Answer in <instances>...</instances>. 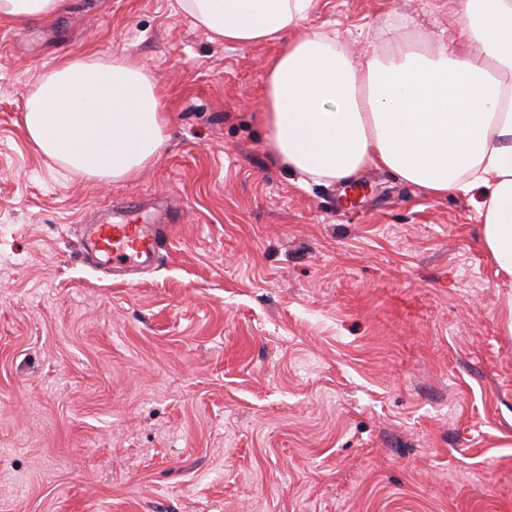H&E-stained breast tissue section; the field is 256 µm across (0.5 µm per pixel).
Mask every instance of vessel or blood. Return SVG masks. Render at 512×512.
<instances>
[{"instance_id": "b4317fda", "label": "vessel or blood", "mask_w": 512, "mask_h": 512, "mask_svg": "<svg viewBox=\"0 0 512 512\" xmlns=\"http://www.w3.org/2000/svg\"><path fill=\"white\" fill-rule=\"evenodd\" d=\"M163 247L159 229L146 224H90L82 243L85 259L111 264L113 270L143 269L154 265Z\"/></svg>"}]
</instances>
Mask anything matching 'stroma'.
I'll return each mask as SVG.
<instances>
[{"label": "stroma", "mask_w": 512, "mask_h": 512, "mask_svg": "<svg viewBox=\"0 0 512 512\" xmlns=\"http://www.w3.org/2000/svg\"><path fill=\"white\" fill-rule=\"evenodd\" d=\"M458 0H315L356 56ZM272 45L211 41L176 0L0 18V512H512V284L477 193L371 167L304 185L265 151ZM141 60L169 104L161 161L120 185L35 152L24 97L60 59ZM163 209L133 283L81 226Z\"/></svg>", "instance_id": "35a3bbf8"}]
</instances>
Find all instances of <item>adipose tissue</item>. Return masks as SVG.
<instances>
[{"label":"adipose tissue","mask_w":512,"mask_h":512,"mask_svg":"<svg viewBox=\"0 0 512 512\" xmlns=\"http://www.w3.org/2000/svg\"><path fill=\"white\" fill-rule=\"evenodd\" d=\"M314 0H178L227 45L273 44L264 66L265 147L303 183L375 166L431 196L479 192L480 243L512 281V0H459L461 37L438 46L388 29L381 51L353 56L307 31ZM68 0H0V17L46 23ZM167 111L136 58L71 56L27 93L24 132L42 155L103 184L159 162Z\"/></svg>","instance_id":"ef3b65f1"}]
</instances>
